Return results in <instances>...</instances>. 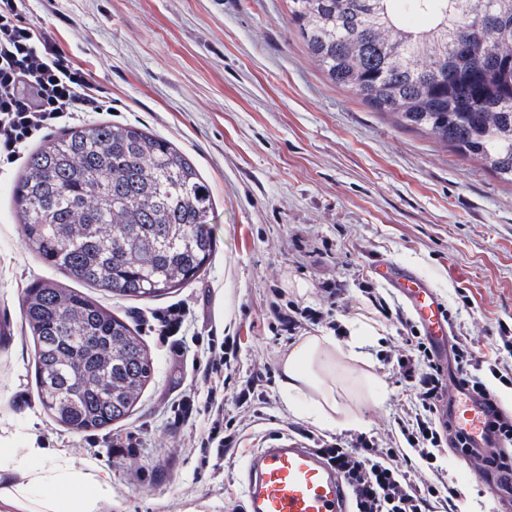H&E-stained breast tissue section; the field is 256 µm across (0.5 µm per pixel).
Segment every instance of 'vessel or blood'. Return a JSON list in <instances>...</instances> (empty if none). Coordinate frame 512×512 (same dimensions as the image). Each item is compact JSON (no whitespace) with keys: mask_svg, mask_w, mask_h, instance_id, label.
Returning <instances> with one entry per match:
<instances>
[{"mask_svg":"<svg viewBox=\"0 0 512 512\" xmlns=\"http://www.w3.org/2000/svg\"><path fill=\"white\" fill-rule=\"evenodd\" d=\"M374 271L403 296L421 335L433 342L439 358H446L448 313L435 285L398 265L381 262ZM485 416L484 404L476 399L459 409L456 419L475 437ZM242 487L246 512H351L341 472L297 437L252 452L244 463Z\"/></svg>","mask_w":512,"mask_h":512,"instance_id":"b4317fda","label":"vessel or blood"}]
</instances>
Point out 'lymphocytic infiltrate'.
Listing matches in <instances>:
<instances>
[{
    "label": "lymphocytic infiltrate",
    "instance_id": "1",
    "mask_svg": "<svg viewBox=\"0 0 512 512\" xmlns=\"http://www.w3.org/2000/svg\"><path fill=\"white\" fill-rule=\"evenodd\" d=\"M104 107L90 73L47 31L26 22L23 0H0V161L16 162L45 132ZM450 352L457 375L449 387L418 328L390 350L388 358L411 392L391 441L364 433L316 440L318 452L342 473L353 512H459L464 493L438 463L444 451L474 462L499 492L495 512H512V411L500 406L493 389L497 382L512 384V365L485 359L467 336H453ZM453 389L480 397L489 409L494 451L470 446L453 427L445 411Z\"/></svg>",
    "mask_w": 512,
    "mask_h": 512
}]
</instances>
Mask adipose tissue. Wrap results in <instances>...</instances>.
Listing matches in <instances>:
<instances>
[{
	"mask_svg": "<svg viewBox=\"0 0 512 512\" xmlns=\"http://www.w3.org/2000/svg\"><path fill=\"white\" fill-rule=\"evenodd\" d=\"M347 339L330 334L304 336L280 361V385L289 407L302 418L333 425L343 408L338 402L336 364L359 355L374 330L347 325ZM41 458L38 466L30 458ZM111 478L95 466L77 469L46 448H28L21 457L0 458V512H103Z\"/></svg>",
	"mask_w": 512,
	"mask_h": 512,
	"instance_id": "ef3b65f1",
	"label": "adipose tissue"
}]
</instances>
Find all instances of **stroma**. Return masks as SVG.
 <instances>
[{
    "label": "stroma",
    "instance_id": "35a3bbf8",
    "mask_svg": "<svg viewBox=\"0 0 512 512\" xmlns=\"http://www.w3.org/2000/svg\"><path fill=\"white\" fill-rule=\"evenodd\" d=\"M27 23L51 31L107 96L94 123H133L172 141L196 164L213 199L217 251L210 267L176 292L130 302L97 298L127 320L154 357L155 374L134 412L112 428L76 433L49 418L34 383L23 319L25 289L62 281L21 231L14 197L22 163H0V448L65 451L75 468L112 476L105 512H242L247 455L282 434L324 439L387 436L410 392L385 353L400 344L411 314L372 271L383 258L418 271L455 310V333L491 351L512 329V184L433 136L400 126L329 81L290 24L288 0H25ZM307 283L305 294L292 281ZM338 288L327 299L323 286ZM385 301L380 314L372 297ZM321 323L281 329L292 304ZM181 309L179 332L159 319ZM353 320L376 336L342 401L353 425L326 428L288 411L280 361L304 336ZM225 341L224 430L232 457L200 465L189 433L208 415L201 371L207 343ZM198 412L174 423L177 406ZM466 492L463 512H489L492 497L474 465L439 460Z\"/></svg>",
    "mask_w": 512,
    "mask_h": 512
}]
</instances>
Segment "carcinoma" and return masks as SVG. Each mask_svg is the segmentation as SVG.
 <instances>
[{
    "label": "carcinoma",
    "mask_w": 512,
    "mask_h": 512,
    "mask_svg": "<svg viewBox=\"0 0 512 512\" xmlns=\"http://www.w3.org/2000/svg\"><path fill=\"white\" fill-rule=\"evenodd\" d=\"M289 20L336 86L428 132L512 184V0H406L435 26L408 31L399 0H289ZM472 37L465 56L451 37ZM37 259L132 301L171 294L209 266L208 184L169 140L133 124L74 128L30 152L15 186ZM35 384L48 416L95 432L131 415L153 378L143 338L97 299L26 288Z\"/></svg>",
    "instance_id": "cac0c4a2"
}]
</instances>
